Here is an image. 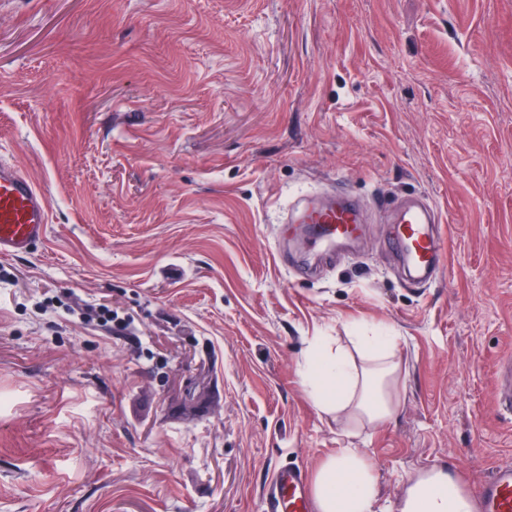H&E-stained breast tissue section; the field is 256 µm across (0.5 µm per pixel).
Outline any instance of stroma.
Here are the masks:
<instances>
[{"label":"stroma","instance_id":"obj_1","mask_svg":"<svg viewBox=\"0 0 512 512\" xmlns=\"http://www.w3.org/2000/svg\"><path fill=\"white\" fill-rule=\"evenodd\" d=\"M1 161L50 217L0 256V512H263L342 448L393 512L512 463V0H0ZM340 189L369 220L304 271L285 212ZM412 193L447 240L424 286L384 247ZM367 324L399 363L379 427L302 378ZM495 400L501 411L512 415V358L498 366ZM306 475L300 469H283L265 497V512H281L286 507L291 512H308L309 501L305 493Z\"/></svg>","mask_w":512,"mask_h":512}]
</instances>
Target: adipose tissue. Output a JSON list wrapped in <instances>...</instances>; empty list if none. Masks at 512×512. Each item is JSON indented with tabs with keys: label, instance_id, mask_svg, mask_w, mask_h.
Here are the masks:
<instances>
[{
	"label": "adipose tissue",
	"instance_id": "1",
	"mask_svg": "<svg viewBox=\"0 0 512 512\" xmlns=\"http://www.w3.org/2000/svg\"><path fill=\"white\" fill-rule=\"evenodd\" d=\"M353 348L371 364L358 368L348 348L310 346L304 387L316 408L325 415L345 413L361 423L378 426L398 409L390 392L397 370L396 339L381 326L364 328L352 339ZM312 494L318 512H377V488L363 454L354 448L340 449L316 470ZM474 498L456 477L430 472L408 487L400 512H476Z\"/></svg>",
	"mask_w": 512,
	"mask_h": 512
}]
</instances>
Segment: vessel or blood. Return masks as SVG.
Instances as JSON below:
<instances>
[{"label": "vessel or blood", "instance_id": "vessel-or-blood-1", "mask_svg": "<svg viewBox=\"0 0 512 512\" xmlns=\"http://www.w3.org/2000/svg\"><path fill=\"white\" fill-rule=\"evenodd\" d=\"M298 223L309 225L310 247L330 250L336 242L358 236L363 222L361 206L345 198L302 208ZM437 211L420 196H408L391 222L388 250L399 257L409 277L419 283L435 279L445 266V240L438 230ZM49 224V201L34 182L16 168L0 163V256L26 253L44 238ZM495 400L499 409L512 415V358L497 371ZM306 475L299 469H283L265 497V512H308ZM483 512H512V463L497 466L478 491Z\"/></svg>", "mask_w": 512, "mask_h": 512}]
</instances>
